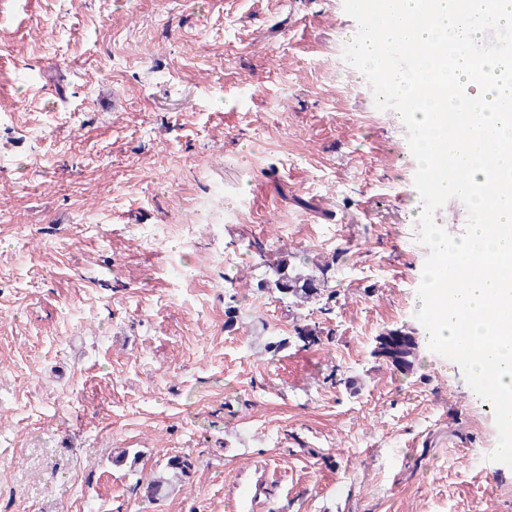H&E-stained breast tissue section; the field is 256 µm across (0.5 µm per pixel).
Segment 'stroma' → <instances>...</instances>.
Listing matches in <instances>:
<instances>
[{"instance_id":"35a3bbf8","label":"stroma","mask_w":512,"mask_h":512,"mask_svg":"<svg viewBox=\"0 0 512 512\" xmlns=\"http://www.w3.org/2000/svg\"><path fill=\"white\" fill-rule=\"evenodd\" d=\"M355 32L343 0H0L9 512H232L266 462L258 512H512L462 370L374 353L423 336L429 251L403 123L329 57ZM283 248L330 262L327 309L257 290ZM124 451L195 467L150 501ZM375 354L381 356L394 367L408 371L413 366L418 348V338L406 328L385 331L377 338Z\"/></svg>"}]
</instances>
